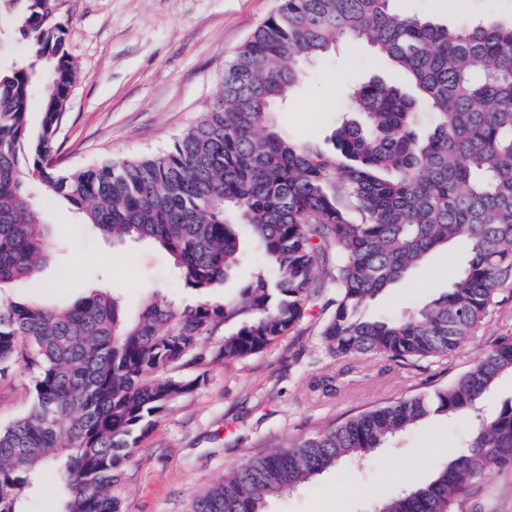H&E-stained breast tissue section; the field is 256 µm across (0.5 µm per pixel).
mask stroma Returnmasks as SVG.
<instances>
[{"label": "stroma", "instance_id": "35a3bbf8", "mask_svg": "<svg viewBox=\"0 0 512 512\" xmlns=\"http://www.w3.org/2000/svg\"><path fill=\"white\" fill-rule=\"evenodd\" d=\"M282 0H56L67 31V49L77 76L56 142L57 166L70 171L105 162L169 151L222 91L224 67ZM395 10L456 24L462 18L512 17V0H469L465 10L450 0H393ZM378 54L362 45L336 50L305 67L303 83L277 105V126L294 140L328 152L332 130L343 118L336 83L391 79ZM43 213L60 247L36 281H20L13 298L68 304L95 288H109L136 313L153 293L178 307L201 300L219 304L238 296L254 266L247 243L240 267L208 295L173 275L166 252L147 242L115 243L63 201H48ZM466 252L434 253L392 288L363 307L365 319L394 317L421 307L457 278ZM512 328V292L489 313L483 328L448 359L407 367L386 358L351 357L335 364L315 331L279 337L259 353L236 361L212 359L230 325L203 336L209 357L190 366L201 385L172 402L126 466L125 512H191L193 502L247 458L286 446L326 424L395 398L447 382L465 371L492 336ZM343 376L338 392L310 389L316 379ZM469 431L467 418L434 416L366 461L328 470L307 487L271 499L267 512H370L361 487L381 498L397 495L407 482L427 480L444 462L445 449ZM473 512H512V475L489 472Z\"/></svg>", "mask_w": 512, "mask_h": 512}]
</instances>
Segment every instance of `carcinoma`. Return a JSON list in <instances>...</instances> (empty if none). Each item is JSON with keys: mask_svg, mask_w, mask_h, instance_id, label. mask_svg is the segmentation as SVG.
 Segmentation results:
<instances>
[{"mask_svg": "<svg viewBox=\"0 0 512 512\" xmlns=\"http://www.w3.org/2000/svg\"><path fill=\"white\" fill-rule=\"evenodd\" d=\"M15 30L29 61L0 66V375L30 376L24 414L0 424V512H24L49 478L60 512H122L125 465L176 398L200 377L172 374L206 358L202 336L224 322L214 358L246 359L310 328L326 354L404 365L453 356L512 286V25L447 26L393 10L390 0H283L224 67L221 96L165 153L56 169L53 146L77 65L52 0H23ZM366 43L395 79L340 84L344 120L327 154L290 140L272 108L304 79L305 62ZM45 86L31 138L33 86ZM431 130L420 135L421 114ZM67 203L101 235L151 241L176 277L204 295L240 262L241 233L259 267L239 296L178 309L148 298L136 315L100 288L67 306L14 301L54 243L34 218L29 184ZM456 243L467 258L453 284L407 315L360 320L358 309ZM512 373V334L496 337L448 384L397 398L251 458L194 502L192 512H265L273 498L363 459L432 416L474 418L430 480L376 512H468L490 470H512V400L493 417L483 395Z\"/></svg>", "mask_w": 512, "mask_h": 512, "instance_id": "carcinoma-1", "label": "carcinoma"}]
</instances>
